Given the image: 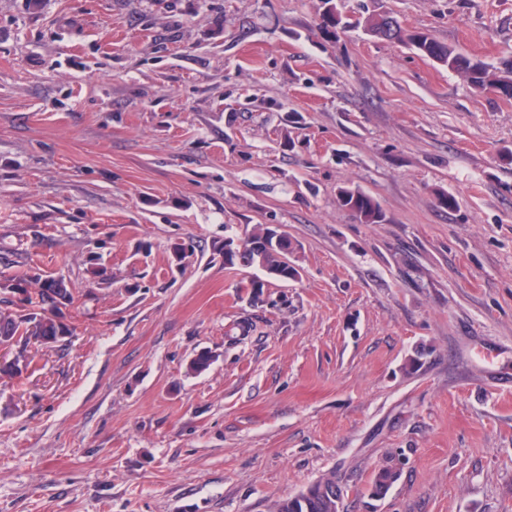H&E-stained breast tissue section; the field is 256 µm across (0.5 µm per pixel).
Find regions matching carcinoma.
I'll return each instance as SVG.
<instances>
[{
	"label": "carcinoma",
	"mask_w": 512,
	"mask_h": 512,
	"mask_svg": "<svg viewBox=\"0 0 512 512\" xmlns=\"http://www.w3.org/2000/svg\"><path fill=\"white\" fill-rule=\"evenodd\" d=\"M327 7L321 15L318 29L326 36L336 35L341 18L336 14L333 0H326ZM367 32L391 42H402L414 48L421 55L435 60L448 70L461 74L475 89H492L504 97H512V59L508 58L495 67L471 59L456 52L429 33L407 30L394 17L374 13L365 21ZM338 200L350 210L361 224H379L386 216L379 202L358 188L339 189ZM273 225L259 224L252 234L237 243L234 239L224 240V264L240 263L255 266L266 274L250 282V302L253 305L265 302L264 288L269 280L288 282L299 275L298 268L288 261V254L294 247L288 234L278 237ZM21 289L29 294L28 307L16 309L14 291ZM73 296L64 278L40 275L36 278L25 273L0 281V345L15 347L24 351L35 341L56 343L71 334L63 321L60 305L72 301ZM398 471L392 466L381 467L374 475L371 494L380 497L387 493L397 481ZM317 493L312 497L299 494L287 498L277 505L275 512H336V481L327 479L314 483Z\"/></svg>",
	"instance_id": "obj_1"
}]
</instances>
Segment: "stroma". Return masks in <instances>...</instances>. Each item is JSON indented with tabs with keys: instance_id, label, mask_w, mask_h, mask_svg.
Returning <instances> with one entry per match:
<instances>
[{
	"instance_id": "35a3bbf8",
	"label": "stroma",
	"mask_w": 512,
	"mask_h": 512,
	"mask_svg": "<svg viewBox=\"0 0 512 512\" xmlns=\"http://www.w3.org/2000/svg\"><path fill=\"white\" fill-rule=\"evenodd\" d=\"M334 2L328 39L323 0H0V278L73 295L0 379V512H271L326 477L341 512H512V99L363 27L495 66L512 0ZM258 224L300 275L257 307L222 247ZM338 200L343 207L355 215L361 224H379L386 219L379 202L360 189L340 188Z\"/></svg>"
}]
</instances>
